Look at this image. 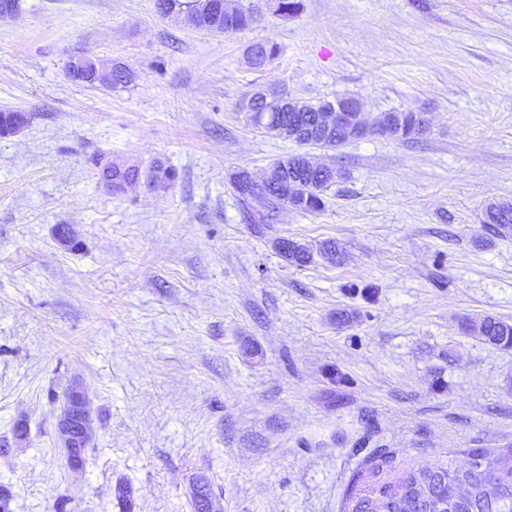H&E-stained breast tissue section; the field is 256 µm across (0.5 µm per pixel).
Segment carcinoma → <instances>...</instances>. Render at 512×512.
Returning a JSON list of instances; mask_svg holds the SVG:
<instances>
[{
  "label": "carcinoma",
  "mask_w": 512,
  "mask_h": 512,
  "mask_svg": "<svg viewBox=\"0 0 512 512\" xmlns=\"http://www.w3.org/2000/svg\"><path fill=\"white\" fill-rule=\"evenodd\" d=\"M162 14L186 10L197 27L222 33L247 30L255 21L254 13L243 7H231L226 0H156ZM279 54L274 42L260 43L247 52L254 69L271 64ZM325 102L300 101L272 95L266 99L254 93L244 105L246 125L272 137L291 140L300 146L334 149L353 141L349 134L328 128ZM376 130L394 126L395 138L414 140L424 133L425 120L418 112H382L374 120ZM112 174L120 183L115 192L139 181L135 165L114 163L103 175ZM338 179L336 168L314 162L304 154L276 161L260 182L263 192L250 189L252 177L240 171L232 185L241 200L264 198L282 209L316 212L322 196ZM483 223L493 226L500 237L512 236V202L486 205ZM275 248L286 261L304 266L313 260L309 247L294 239L281 238ZM488 343L508 350L512 348V323L492 315L473 325ZM460 453L470 460L487 458L494 466L472 472L456 467L450 457L433 462L405 465L400 452L384 448L367 456L350 478L343 495L341 512H512V443L494 451L489 448H464ZM113 494L125 512H132L133 491L127 483L116 482ZM193 512H219V503L210 484L203 477L191 488Z\"/></svg>",
  "instance_id": "obj_1"
}]
</instances>
